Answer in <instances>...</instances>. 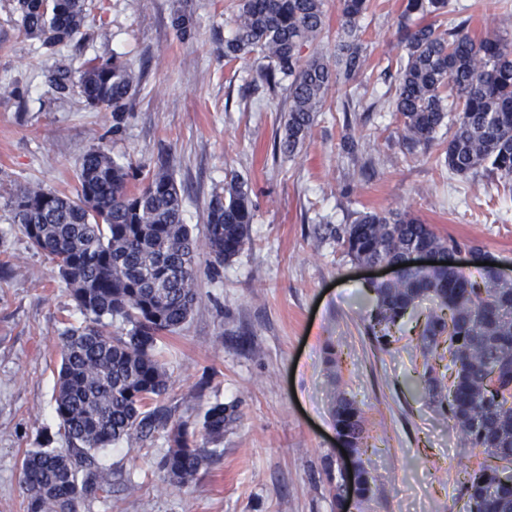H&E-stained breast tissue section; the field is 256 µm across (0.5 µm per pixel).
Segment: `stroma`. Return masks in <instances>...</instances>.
<instances>
[{
    "label": "stroma",
    "mask_w": 512,
    "mask_h": 512,
    "mask_svg": "<svg viewBox=\"0 0 512 512\" xmlns=\"http://www.w3.org/2000/svg\"><path fill=\"white\" fill-rule=\"evenodd\" d=\"M232 2L87 0L82 40L49 50L24 33L14 0H0V512H26L24 451L45 432L53 447L65 445L54 411L58 332L83 320L6 203L33 184L75 192L78 159L92 147L148 170L167 160L197 237L227 171L244 178L255 217L250 242L232 262L200 255L201 299L160 346L170 375L165 402L195 442L215 401L236 405V423L184 487L159 466L164 436L100 452L112 490L80 512H336L338 387L364 411L369 430L361 460L372 491L349 500L348 512L463 506L458 483L482 451L464 445L426 398L415 319L390 352L374 348L364 329L374 306L370 271L326 228L368 210L407 211L439 235L475 241L511 262L512 194L451 174L437 150L407 153L395 113L343 111L333 90L301 151L275 152L286 94L260 89L251 61L225 58ZM401 3L371 0L362 21L366 101L387 90L384 69L403 53ZM452 4L477 31L512 37V0ZM115 54L143 74L122 121L73 89L55 88L59 76L76 81L85 61ZM348 136L369 146L371 169L360 171L343 152Z\"/></svg>",
    "instance_id": "1"
}]
</instances>
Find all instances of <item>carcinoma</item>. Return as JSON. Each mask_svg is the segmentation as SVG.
<instances>
[{
  "label": "carcinoma",
  "mask_w": 512,
  "mask_h": 512,
  "mask_svg": "<svg viewBox=\"0 0 512 512\" xmlns=\"http://www.w3.org/2000/svg\"><path fill=\"white\" fill-rule=\"evenodd\" d=\"M398 33L406 56L395 86L382 96L400 119L398 141L428 151L446 121L455 127L442 144L451 173L512 180V40L476 34L471 19L448 25L449 0H403ZM369 0H340L336 62L305 49L326 30L323 0H236L228 60L251 59L262 82L287 83L288 113L277 146L292 156L303 146L333 85L345 88L344 111L359 96L367 64L361 20ZM25 33L51 50L82 36L85 0H17ZM140 83L134 67L114 55L93 58L77 86L87 106L119 118ZM76 194L28 185L6 203L12 223L46 256L65 283L83 322L59 332L55 413L67 448L28 449L21 460L26 512H80L81 504L111 491L110 473L96 454L131 439L168 438L160 461L170 483L185 486L209 464L237 412L215 401L204 412L200 448L183 423L161 404L168 372L158 352L177 334L200 299V246L184 224L182 199L168 169L143 173L101 147L77 166ZM254 205L244 179L224 175V191L207 207L205 248L212 262H231L251 239ZM330 235L354 263L401 264L392 280L370 285L376 306L366 333L382 351L400 341L404 319L426 299L416 323L425 394L483 461L460 483L465 512H512V487L484 497L512 471V282L491 266L463 271L404 266L415 249L482 250L473 241L440 236L408 212L375 210ZM120 321L123 333L112 335ZM448 364L441 365V362ZM336 433L356 455L368 438L366 420L346 392L332 407Z\"/></svg>",
  "instance_id": "cac0c4a2"
}]
</instances>
